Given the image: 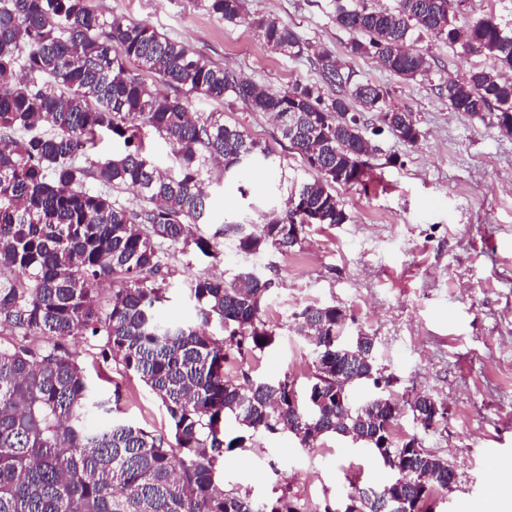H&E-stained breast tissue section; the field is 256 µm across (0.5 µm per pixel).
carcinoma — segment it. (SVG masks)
<instances>
[{
    "label": "carcinoma",
    "instance_id": "carcinoma-1",
    "mask_svg": "<svg viewBox=\"0 0 512 512\" xmlns=\"http://www.w3.org/2000/svg\"><path fill=\"white\" fill-rule=\"evenodd\" d=\"M218 18L244 17V0H203ZM466 0H397L378 9L367 0H334L336 24L350 35L353 57L372 56L402 80L428 75L430 56L413 48L426 36L441 45H474L494 60L463 80L438 85L448 106L484 119L492 112L512 135V31L493 18L462 28ZM282 56L309 52L289 25L257 22ZM326 100L317 84L297 82L271 92L213 65L187 45L154 28L91 12L85 0H0V512H302L282 495L259 504L224 490L219 471L227 454L253 437L288 432L312 448L338 434L373 448L396 477L377 490L402 500L389 512H432L430 501L448 491V460L415 438L400 440L397 419L379 403L353 406L337 398L357 380L391 384L378 368L365 334L339 343L346 313L307 306L295 313L296 332L314 348L313 374L304 396L294 381L227 378L225 364L246 362L275 341L261 317L272 280L245 267L227 282L200 273L187 282L200 322L158 313L168 299L174 255L219 261L222 240L238 253L288 248V223L343 224L348 216L335 186L365 185L368 158L377 146L368 134L388 131L399 141L419 140L416 121L391 104L389 90L355 78L327 51L316 55ZM180 87L171 98L145 75ZM190 96L240 100L273 117L283 139L302 158L313 180L293 183L285 212L265 224H220L212 236L197 226L210 220V166L235 175L267 162L271 152L223 114L189 110ZM361 110L356 111L352 102ZM149 127L172 147L176 166L160 170L146 152ZM107 129L127 151L93 161L89 151ZM133 189L134 207L108 194ZM110 293L101 298V286ZM217 323L222 337L203 326ZM102 343L103 358L131 372L161 401L170 433L154 434L92 414L118 407L95 393L69 336ZM39 340L29 342L27 338ZM429 396L409 404L429 429ZM242 427L231 436L228 418Z\"/></svg>",
    "mask_w": 512,
    "mask_h": 512
}]
</instances>
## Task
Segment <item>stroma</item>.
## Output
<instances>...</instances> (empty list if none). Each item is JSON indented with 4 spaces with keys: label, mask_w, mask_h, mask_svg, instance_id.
Masks as SVG:
<instances>
[{
    "label": "stroma",
    "mask_w": 512,
    "mask_h": 512,
    "mask_svg": "<svg viewBox=\"0 0 512 512\" xmlns=\"http://www.w3.org/2000/svg\"><path fill=\"white\" fill-rule=\"evenodd\" d=\"M87 6L105 18L147 23L269 91L300 81L335 97L313 57L288 58L266 44L256 23L275 18L350 65L359 80L389 87L393 104L414 113L421 132L416 144L379 136L366 187H337L346 223L310 225L295 246L254 256L273 280L262 318L275 341L246 364L229 362L227 370L237 382L246 374L287 377L304 391L313 348L295 332L293 315L307 306L342 308V342L362 333L374 337L376 362L393 379L392 397L404 403L421 393L445 405V421L432 428L408 412L399 424L403 437L446 457L457 474L453 489L432 499L433 512H469L473 498L491 485L493 453L512 452V135L502 133L495 118L451 111L438 86L492 67V60L424 38L418 47L433 58L429 77L402 80L372 57L348 54L349 36L336 23L333 0H246L245 17L236 22L218 19L200 0H87ZM190 103L197 112L223 113L225 123L265 142L274 158L250 175L244 194L239 180L212 170L211 221L201 233H214L221 220L263 223L265 214L283 208L293 181L311 179L268 115L240 101L196 96ZM245 262L230 250L213 263L178 255L162 316L193 319L196 307L184 283L203 271L231 279ZM64 346L104 397L120 393V419L169 433L160 401L138 376L104 360L97 340L74 336ZM392 477L364 443L332 435L305 448L288 432L254 437L228 454L221 470L225 490L259 503L284 495L302 506L338 503L351 487L376 489Z\"/></svg>",
    "instance_id": "35a3bbf8"
}]
</instances>
